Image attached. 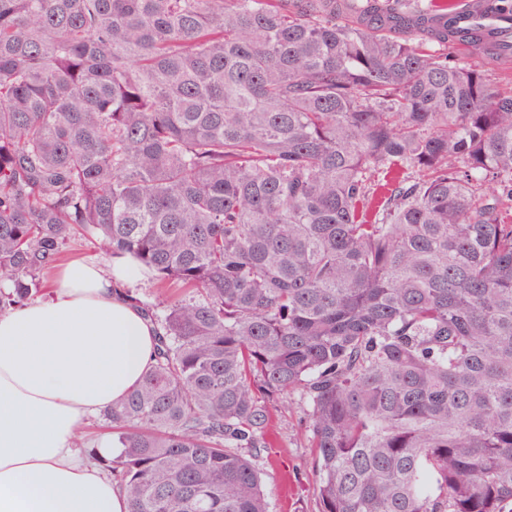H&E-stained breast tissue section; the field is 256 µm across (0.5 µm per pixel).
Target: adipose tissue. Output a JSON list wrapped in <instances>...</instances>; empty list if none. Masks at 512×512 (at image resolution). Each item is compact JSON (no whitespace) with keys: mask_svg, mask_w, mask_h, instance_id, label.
Returning a JSON list of instances; mask_svg holds the SVG:
<instances>
[{"mask_svg":"<svg viewBox=\"0 0 512 512\" xmlns=\"http://www.w3.org/2000/svg\"><path fill=\"white\" fill-rule=\"evenodd\" d=\"M134 266L68 261L44 298L0 315V512H126L74 437L154 360L157 327L128 296Z\"/></svg>","mask_w":512,"mask_h":512,"instance_id":"adipose-tissue-1","label":"adipose tissue"}]
</instances>
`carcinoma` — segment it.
<instances>
[{"instance_id": "carcinoma-1", "label": "carcinoma", "mask_w": 512, "mask_h": 512, "mask_svg": "<svg viewBox=\"0 0 512 512\" xmlns=\"http://www.w3.org/2000/svg\"><path fill=\"white\" fill-rule=\"evenodd\" d=\"M457 9L0 0V310L78 234L195 291L103 411L127 512H269L292 393L320 512L512 505V88L448 50L512 52Z\"/></svg>"}]
</instances>
